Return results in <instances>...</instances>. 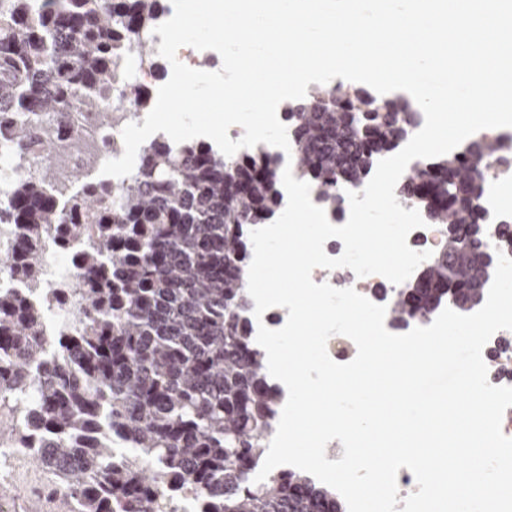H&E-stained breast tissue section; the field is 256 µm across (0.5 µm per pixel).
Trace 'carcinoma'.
<instances>
[{"label": "carcinoma", "instance_id": "cac0c4a2", "mask_svg": "<svg viewBox=\"0 0 512 512\" xmlns=\"http://www.w3.org/2000/svg\"><path fill=\"white\" fill-rule=\"evenodd\" d=\"M163 0H0V133L36 171L7 191L0 222L14 229L0 274L40 285L43 247L65 229L76 245L73 318L47 335L49 303L0 289V449L33 458L54 476L70 512H343L336 493L308 475L274 471L254 482L277 421L278 395L248 328L247 238L280 206L279 157L259 144L226 157L203 141H152L119 183H86L62 200L52 190L57 150L46 126L80 108L110 122L112 94L136 111L145 88L123 79ZM402 98L320 89L287 107L297 175L332 210L363 186L378 157L419 119ZM369 158L336 152L341 130ZM492 139L425 163L411 200L433 224L478 223ZM420 278L414 312L429 316L443 288H478L480 244L459 243ZM104 433L89 442L90 432Z\"/></svg>", "mask_w": 512, "mask_h": 512}]
</instances>
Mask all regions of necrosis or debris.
<instances>
[{
    "label": "necrosis or debris",
    "instance_id": "1",
    "mask_svg": "<svg viewBox=\"0 0 512 512\" xmlns=\"http://www.w3.org/2000/svg\"><path fill=\"white\" fill-rule=\"evenodd\" d=\"M128 99L115 101L116 111L109 125H102L89 112L68 113L65 121L59 123L54 131L58 142L79 139V147L68 150L64 163L69 168H86L88 159H95L97 164L122 156L124 145L121 137L122 128L131 117L127 111ZM486 137L499 143L498 151L490 158L485 168L484 223L490 224L492 234L488 241L494 249L512 258V130L508 128L489 129ZM45 271L41 288H31L28 281L14 275L0 280V287L23 293L28 300L38 301L43 291L60 284L71 283L74 269L71 263L61 257L60 249L53 243L44 246ZM315 283H328L332 286L351 287L376 304H384L381 293L387 281L379 275L356 277L348 268L328 270L316 268L312 272ZM484 360L495 361L496 367L489 371L490 384L512 386V331L496 332L483 349Z\"/></svg>",
    "mask_w": 512,
    "mask_h": 512
}]
</instances>
